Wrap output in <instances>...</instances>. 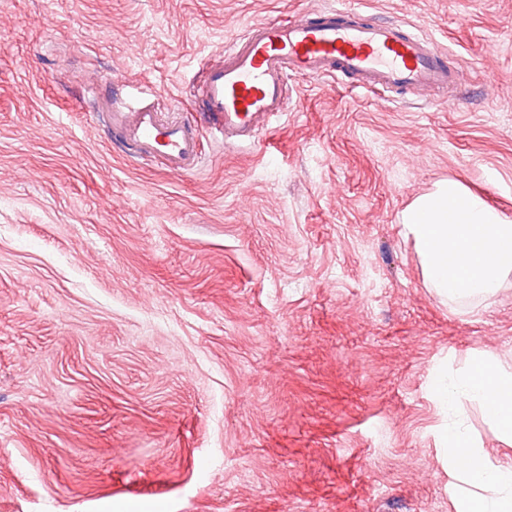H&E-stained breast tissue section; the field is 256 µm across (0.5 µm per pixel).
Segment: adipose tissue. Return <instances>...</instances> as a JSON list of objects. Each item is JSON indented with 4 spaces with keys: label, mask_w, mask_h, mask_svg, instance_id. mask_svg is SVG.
Masks as SVG:
<instances>
[{
    "label": "adipose tissue",
    "mask_w": 512,
    "mask_h": 512,
    "mask_svg": "<svg viewBox=\"0 0 512 512\" xmlns=\"http://www.w3.org/2000/svg\"><path fill=\"white\" fill-rule=\"evenodd\" d=\"M439 396L451 406L462 397L478 401L502 437L512 440V365L473 358L465 374L442 382ZM448 477L453 496L470 512H512V465L472 446L456 422L448 425Z\"/></svg>",
    "instance_id": "ef3b65f1"
}]
</instances>
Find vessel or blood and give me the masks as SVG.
Instances as JSON below:
<instances>
[{
	"instance_id": "vessel-or-blood-1",
	"label": "vessel or blood",
	"mask_w": 512,
	"mask_h": 512,
	"mask_svg": "<svg viewBox=\"0 0 512 512\" xmlns=\"http://www.w3.org/2000/svg\"><path fill=\"white\" fill-rule=\"evenodd\" d=\"M292 74L343 76L354 89L378 94H436L458 84L446 52L416 26L336 5L249 25L225 46L223 59L203 65L189 92L198 105L192 120L166 115L153 101L130 108L114 96L105 101L108 126L129 157H156L170 173H192L205 134L224 145L253 144L260 127L286 111Z\"/></svg>"
}]
</instances>
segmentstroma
Listing matches in <instances>:
<instances>
[{"instance_id":"35a3bbf8","label":"stroma","mask_w":512,"mask_h":512,"mask_svg":"<svg viewBox=\"0 0 512 512\" xmlns=\"http://www.w3.org/2000/svg\"><path fill=\"white\" fill-rule=\"evenodd\" d=\"M335 3L0 0V512H459L436 386L512 363V276L447 302L399 218L443 178L512 215V0H353L447 50L451 104L292 75L187 176L87 93L179 105L249 23Z\"/></svg>"}]
</instances>
